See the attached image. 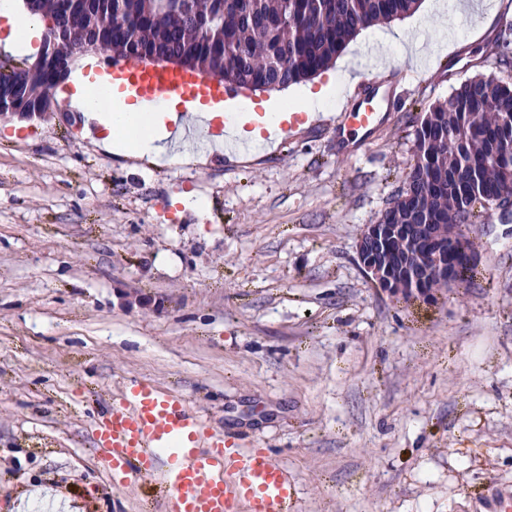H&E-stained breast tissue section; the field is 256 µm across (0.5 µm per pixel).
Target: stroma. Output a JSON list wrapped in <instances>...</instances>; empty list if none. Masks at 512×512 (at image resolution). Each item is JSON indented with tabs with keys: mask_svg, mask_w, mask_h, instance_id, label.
<instances>
[{
	"mask_svg": "<svg viewBox=\"0 0 512 512\" xmlns=\"http://www.w3.org/2000/svg\"><path fill=\"white\" fill-rule=\"evenodd\" d=\"M398 43L356 36L351 80L281 148L154 162L64 109L0 122V512H160L117 487L93 421L123 381L184 396L232 448H266L295 512H501L512 501V213L469 231L473 285L404 302L355 249L414 162L413 123L468 79L512 83V0H442ZM385 122L339 128L356 83ZM193 195L207 212L179 211Z\"/></svg>",
	"mask_w": 512,
	"mask_h": 512,
	"instance_id": "1",
	"label": "stroma"
}]
</instances>
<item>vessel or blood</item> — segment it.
Here are the masks:
<instances>
[{
  "instance_id": "vessel-or-blood-1",
  "label": "vessel or blood",
  "mask_w": 512,
  "mask_h": 512,
  "mask_svg": "<svg viewBox=\"0 0 512 512\" xmlns=\"http://www.w3.org/2000/svg\"><path fill=\"white\" fill-rule=\"evenodd\" d=\"M111 70L112 83L151 107L178 101V120L163 125L181 145H203L220 136L225 152L236 154L249 149L254 135L283 145L308 120L304 112H280L272 120L263 112H223L204 125L189 126L184 119L198 104L226 103L235 99V90L183 72L144 70L120 58ZM383 118L369 106L347 115L349 126L366 134ZM96 445L114 485L132 475L161 484L162 512H231L236 505L246 512H290L297 498L287 470L265 450L230 452L223 432L210 428L185 397L162 392L146 378L124 382L107 404L96 423Z\"/></svg>"
}]
</instances>
